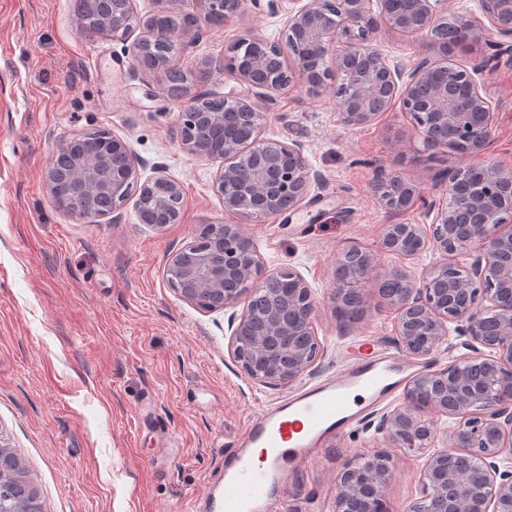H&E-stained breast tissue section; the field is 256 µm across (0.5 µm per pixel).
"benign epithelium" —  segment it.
Listing matches in <instances>:
<instances>
[{
    "instance_id": "1",
    "label": "benign epithelium",
    "mask_w": 512,
    "mask_h": 512,
    "mask_svg": "<svg viewBox=\"0 0 512 512\" xmlns=\"http://www.w3.org/2000/svg\"><path fill=\"white\" fill-rule=\"evenodd\" d=\"M283 35L294 67L280 60L277 44L242 37L231 52L245 56L235 68L246 92L224 98V111L198 112L205 99L197 94L180 113L182 148L190 155L220 160L214 189L224 210L244 218L277 219L297 208L319 175L310 172L298 142H269L260 137L261 105L250 92H276L300 76L313 89H333L340 79L346 92L340 99L341 120L359 126L375 120L392 101H399L427 148L443 155L463 154L477 162L448 171L444 197L429 204L433 224H386L381 250L418 256L436 250L448 257L471 256L466 269L452 262L434 267L420 279L393 268L385 279L397 284L384 302L397 313L394 342L415 358L426 359L460 341L470 355L436 370H424L409 382L405 401L383 413L374 438L408 452L435 447L440 436L449 446L433 452L420 473L421 497L411 512H512V169L486 159L493 128V109L475 74L498 64L494 53L471 65L451 58L424 59L407 71L392 64L375 44L386 28L400 33H434L444 25L465 34V43L488 41L497 35L512 39V0H479L481 19L450 15L446 0H380L378 12L370 0H292ZM257 0H185L183 7L164 8L143 18L123 0L98 28H112L125 37L134 28L143 34L126 47L138 66L167 72L168 64L148 62L145 46L174 39L165 19L178 21L176 32L198 33L207 14L218 9L224 19L242 17ZM340 64L336 75L327 59ZM231 112L247 123L249 137L226 139L221 146L200 129L224 121ZM70 169L75 179L57 180L48 170L51 195L62 204L80 196L91 202L112 196V211L135 200V208L155 213L147 226L162 231L178 223L183 209L181 185L156 168L143 179L130 146L119 138L87 155L77 139L63 144L53 162ZM397 182L393 173L376 172L371 190L390 214H401L424 201L421 188L408 183L395 195L385 190ZM252 245L237 226L208 224L193 241L174 252L165 267L169 287L196 305L202 296L216 298L226 309L245 300L241 313L229 318L228 352L255 383L290 386L309 371L324 352L315 330L316 291L298 272L263 269L257 251L243 263L239 248ZM350 251L360 261L349 266L330 296L334 307L349 300L362 302V285L374 263L360 248ZM428 390L433 416L420 414L415 398ZM451 424L440 426L442 418ZM392 480L391 457L383 448L361 455L341 472L336 509L350 498H364V512H385V493Z\"/></svg>"
}]
</instances>
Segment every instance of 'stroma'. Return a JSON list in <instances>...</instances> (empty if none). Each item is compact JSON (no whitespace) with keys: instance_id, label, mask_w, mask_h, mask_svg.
Listing matches in <instances>:
<instances>
[{"instance_id":"stroma-1","label":"stroma","mask_w":512,"mask_h":512,"mask_svg":"<svg viewBox=\"0 0 512 512\" xmlns=\"http://www.w3.org/2000/svg\"><path fill=\"white\" fill-rule=\"evenodd\" d=\"M290 0H260L246 17L177 36L191 94L242 92L230 70H207L238 38H282ZM376 44L412 68L438 58L429 34L380 30ZM124 41L80 32L75 0H0V439L27 465L44 512H202L219 480L223 452L260 410L290 395L254 383L227 351L228 311H208L169 288L168 257L207 224H235L265 269L291 268L316 289L323 356L311 386L346 365L396 353V315L378 285L388 269L422 276L441 263L430 250L379 252L386 224L432 223L424 206L387 213L370 191L377 169L440 198L448 169L468 165L427 149L399 106L362 127L342 124L333 91L297 81L263 102L260 135L298 141L321 176L287 223L225 212L213 182L217 163L186 153L176 138L185 100L168 99L163 75L133 66ZM495 112L487 155L512 167V62L476 76ZM105 128L126 141L142 176L154 167L180 182V223L157 232L133 203L97 222L54 203L46 172L57 149ZM374 254L362 289L365 315L347 322L330 301L343 251ZM405 389L326 438L309 463H293L282 491L288 512H334L336 478L374 448L367 426L403 403ZM388 512H409L421 496L426 452L391 449Z\"/></svg>"}]
</instances>
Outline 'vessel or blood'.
I'll use <instances>...</instances> for the list:
<instances>
[{
    "label": "vessel or blood",
    "instance_id": "b4317fda",
    "mask_svg": "<svg viewBox=\"0 0 512 512\" xmlns=\"http://www.w3.org/2000/svg\"><path fill=\"white\" fill-rule=\"evenodd\" d=\"M394 363L353 365L252 417L224 454L217 512H277L287 465L308 456L326 433L347 424L398 384Z\"/></svg>",
    "mask_w": 512,
    "mask_h": 512
}]
</instances>
